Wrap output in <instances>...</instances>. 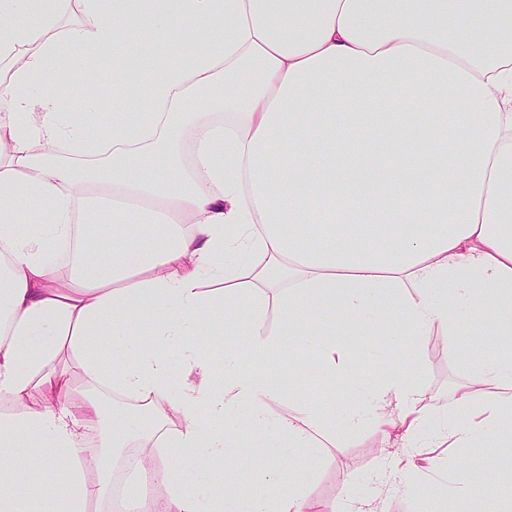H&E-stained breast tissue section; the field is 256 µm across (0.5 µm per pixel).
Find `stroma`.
Here are the masks:
<instances>
[{"label": "stroma", "instance_id": "obj_1", "mask_svg": "<svg viewBox=\"0 0 512 512\" xmlns=\"http://www.w3.org/2000/svg\"><path fill=\"white\" fill-rule=\"evenodd\" d=\"M336 342L365 367L420 369L422 405L431 419L423 437L411 445L385 440L369 425L354 433L336 430L334 444L311 462L318 470L311 487L315 501H342L351 512H452L449 487L482 483L489 467L496 470L499 494L512 497V421L499 423L494 443L484 447L427 445L428 438L447 436L450 418L458 409L455 391L477 362L488 360L486 351L470 349L463 337L452 356L444 337L433 334L419 338L409 350L373 357L370 349L382 346L385 339L357 324L337 325ZM359 385L356 378L324 381L308 373L284 384L286 396L274 409L293 415L300 402L313 399L336 412L353 411L360 407L355 398Z\"/></svg>", "mask_w": 512, "mask_h": 512}]
</instances>
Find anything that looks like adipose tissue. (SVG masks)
I'll list each match as a JSON object with an SVG mask.
<instances>
[{"mask_svg":"<svg viewBox=\"0 0 512 512\" xmlns=\"http://www.w3.org/2000/svg\"><path fill=\"white\" fill-rule=\"evenodd\" d=\"M75 1L84 20L65 26L68 0H0V512L111 500L112 452L141 433L167 451L160 512H347L310 496L327 410L271 412L281 391L259 362L287 345L312 374L347 375L334 335L349 321L398 351L512 335V0ZM173 34L174 60L156 50ZM395 86L430 111L398 121L371 96ZM336 90L349 110L326 109ZM65 150L105 162L58 161ZM99 203L111 224L88 220ZM388 206L394 223H379ZM340 218L355 226L343 244ZM70 239L82 254L64 274L46 254ZM221 257L223 289L203 291ZM282 274L283 334L255 338L240 320ZM204 330L230 347L195 345ZM66 352L93 389L77 401L49 369ZM112 391L151 416L106 414ZM456 395L453 447L485 443L512 416V351ZM360 399L396 404L381 432L422 434L405 373H371ZM246 447L268 449L264 483L224 469Z\"/></svg>","mask_w":512,"mask_h":512,"instance_id":"obj_1","label":"adipose tissue"}]
</instances>
